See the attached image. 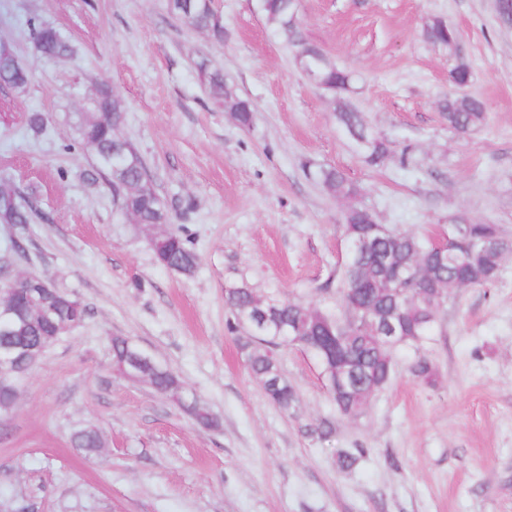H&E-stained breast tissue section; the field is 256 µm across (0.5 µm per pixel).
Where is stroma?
<instances>
[{"label":"stroma","instance_id":"stroma-1","mask_svg":"<svg viewBox=\"0 0 512 512\" xmlns=\"http://www.w3.org/2000/svg\"><path fill=\"white\" fill-rule=\"evenodd\" d=\"M495 0H298L305 39L352 75L349 100L391 143L369 165L309 83L294 50L266 24L258 0H215L226 38L216 44L168 12L167 0H0V40L30 72L25 94L0 86V176L36 187L44 219L0 225V258L49 278L87 305L82 324L45 352L0 421V500L13 512H512V256L483 288L453 289L425 353L434 384L407 371L357 420L337 414L317 359L279 348L299 394L270 405L226 329L224 290L334 306L351 206L421 237L453 224H496L512 239V28ZM461 33L468 93L484 124L459 135L440 105L458 57L427 43L433 18ZM56 27L72 55L34 54L30 21ZM208 56L255 105L241 127L207 97L195 62ZM127 101L121 134L143 156L159 195L189 196L173 219L200 258L192 277L160 266L147 233L105 184L74 118L99 84ZM48 116L33 137L27 116ZM412 160L400 162L402 151ZM335 168L355 198L329 196L308 165ZM126 336L177 373L218 418L194 423L148 385L116 375L109 339ZM336 433L321 439L322 419ZM101 429L99 456L72 430ZM361 448L351 471L337 449Z\"/></svg>","mask_w":512,"mask_h":512}]
</instances>
